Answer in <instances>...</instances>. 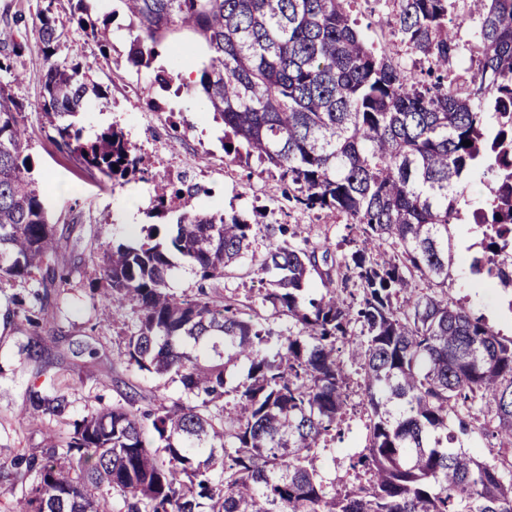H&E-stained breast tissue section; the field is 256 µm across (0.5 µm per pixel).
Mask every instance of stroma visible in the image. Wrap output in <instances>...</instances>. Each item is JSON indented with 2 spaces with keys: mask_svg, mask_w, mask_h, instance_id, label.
<instances>
[{
  "mask_svg": "<svg viewBox=\"0 0 512 512\" xmlns=\"http://www.w3.org/2000/svg\"><path fill=\"white\" fill-rule=\"evenodd\" d=\"M43 0H0V18L15 19L23 35V50L13 61V73L0 71L22 106L26 129L24 153L28 155L49 224L56 232L53 265L66 269L65 284L38 288L21 280L0 281V512L36 483L35 472L17 464L18 458L41 456L47 437L66 434L72 421L134 394L141 408H155L184 399L179 383L159 378L128 364L126 338L134 323L132 306L101 318L100 260L119 242L142 240L141 228L152 210L157 164L175 158L191 182L204 192L195 205L205 211L238 214L249 223L285 224L309 245L323 242L345 249L356 235L345 218L299 208L293 187L278 173L268 171L256 158L231 159L224 152V125L214 121L199 97L170 96L177 116L174 125L158 127L149 98L160 95L153 69L127 62L130 35L124 17L112 23V50L101 56L71 16L69 0H57V25L64 31L62 53L77 55L105 95L94 100L81 117L85 139L91 140L112 125H119L132 144L147 152L144 178L113 183L97 170L86 168L76 155L60 151L54 133L39 109L45 72L39 38L38 12ZM351 16L374 47L393 56L406 70L419 72L417 55L390 34L391 5L384 0H353ZM264 235H257L237 274L217 283L200 281L189 267L175 271L169 285L192 297L206 291L214 299L227 295L239 300L257 297L263 284L256 269L265 251ZM41 294L38 325L25 319L26 308ZM448 296L464 300L505 336H512V297L496 288H481L472 281L467 265L455 266L448 281ZM55 386L70 400L66 419H29L25 411L32 390ZM365 411L351 413L343 439L331 443L322 472L340 486L354 482L349 458L358 451L364 435Z\"/></svg>",
  "mask_w": 512,
  "mask_h": 512,
  "instance_id": "stroma-1",
  "label": "stroma"
}]
</instances>
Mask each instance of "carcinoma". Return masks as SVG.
<instances>
[{
  "mask_svg": "<svg viewBox=\"0 0 512 512\" xmlns=\"http://www.w3.org/2000/svg\"><path fill=\"white\" fill-rule=\"evenodd\" d=\"M120 2L130 63L152 67L175 34L202 42L207 57L187 88L224 123L225 153L277 169L298 204L346 216L359 240L338 256L266 225L257 271L276 279L261 299L300 326L286 335L233 296L218 304L204 291H172L173 256L217 282L255 230L236 214L197 210L196 184L157 183L154 215L177 213L175 227L162 238L151 224L146 242L104 253L103 315L135 304L128 363L174 376L190 400L143 411L130 395L74 421L41 463L28 461L37 483L14 512H110L104 487L119 512H512V337L448 300L449 226L477 173L492 198L470 223L485 238L488 273L512 288V265L497 261L512 251V0H390L391 35L425 64L418 75L368 43L347 0ZM54 3L39 12L40 110L60 149L114 182L134 178L143 170L128 161L122 129L84 138L79 118L104 90L81 62L58 56ZM72 17L107 55L111 16L93 20L76 0ZM467 17L478 51L465 78L452 66L463 58L452 25ZM0 43L9 72L23 44L11 29ZM20 112L0 85L1 281L53 270L55 230L23 155ZM172 195L182 199L176 210ZM388 242L399 250L388 253ZM315 275L320 297L308 299ZM240 362L247 380L229 405L227 371ZM349 363L361 371L368 436L349 457L359 484L343 490L322 475L321 458L344 435ZM29 404L33 417L62 419L69 400L37 389ZM476 433L495 441L493 461L465 448Z\"/></svg>",
  "mask_w": 512,
  "mask_h": 512,
  "instance_id": "1",
  "label": "carcinoma"
}]
</instances>
